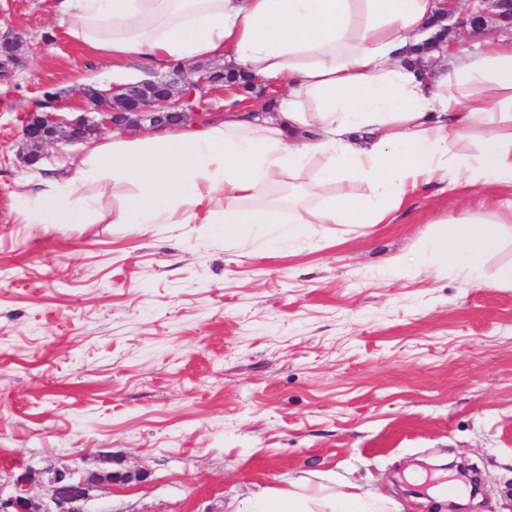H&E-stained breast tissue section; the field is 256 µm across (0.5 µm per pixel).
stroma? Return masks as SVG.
Returning <instances> with one entry per match:
<instances>
[{
	"instance_id": "stroma-1",
	"label": "stroma",
	"mask_w": 512,
	"mask_h": 512,
	"mask_svg": "<svg viewBox=\"0 0 512 512\" xmlns=\"http://www.w3.org/2000/svg\"><path fill=\"white\" fill-rule=\"evenodd\" d=\"M0 494L24 468L143 471L88 512H225L293 481L358 486L382 512H512V233L481 282L433 262L440 220L512 187L413 193L385 224H311L280 245L220 224H21L25 183L77 144L19 156L44 103L86 106L112 65L52 0H0Z\"/></svg>"
}]
</instances>
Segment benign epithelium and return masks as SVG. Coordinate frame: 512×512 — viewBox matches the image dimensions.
Wrapping results in <instances>:
<instances>
[{
    "instance_id": "obj_1",
    "label": "benign epithelium",
    "mask_w": 512,
    "mask_h": 512,
    "mask_svg": "<svg viewBox=\"0 0 512 512\" xmlns=\"http://www.w3.org/2000/svg\"><path fill=\"white\" fill-rule=\"evenodd\" d=\"M495 12L477 9L472 25H488V20L512 28V0H492ZM221 66L202 69L194 64L182 67L158 80L135 84L114 85L107 92L90 90L88 100L92 115H82L74 120H60L52 115L27 125L22 131L23 156L29 162L41 157L43 148L57 142L83 143L103 130L129 128L154 129L185 119L194 110L189 105L196 91L205 86L213 88L224 83ZM116 480L112 472L99 473L89 470L61 469L49 479L51 495L48 499L32 497L28 489L43 481V472L27 467L15 478V492L0 496V512H87L86 502L90 489L98 482Z\"/></svg>"
}]
</instances>
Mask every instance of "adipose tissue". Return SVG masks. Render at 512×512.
<instances>
[{
  "label": "adipose tissue",
  "mask_w": 512,
  "mask_h": 512,
  "mask_svg": "<svg viewBox=\"0 0 512 512\" xmlns=\"http://www.w3.org/2000/svg\"><path fill=\"white\" fill-rule=\"evenodd\" d=\"M66 36L116 67L163 72L213 60L264 89L257 106L230 92L224 116L113 131L82 146L65 178L49 176L18 210L22 224H83L121 183L126 224H188L221 211L225 241L285 240L304 224H379L408 194L435 184L512 186V41L487 37L442 53L434 74L416 66L443 25L437 0H53ZM478 141L477 159L455 151ZM306 189L268 191L313 161ZM367 195L326 187L349 177ZM287 212L288 226L278 215ZM512 209L493 219H448L432 259L474 280ZM355 492L269 488L246 512H377Z\"/></svg>",
  "instance_id": "obj_1"
}]
</instances>
